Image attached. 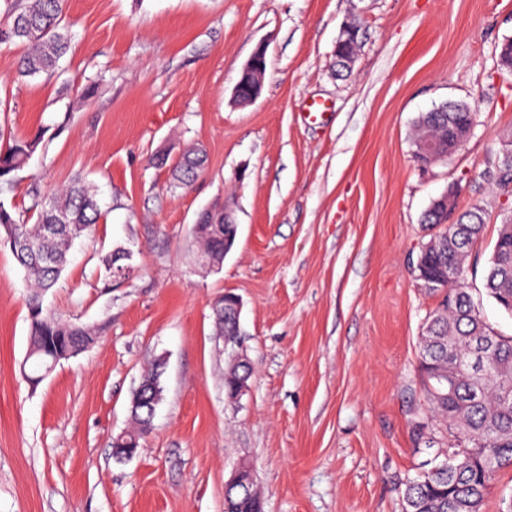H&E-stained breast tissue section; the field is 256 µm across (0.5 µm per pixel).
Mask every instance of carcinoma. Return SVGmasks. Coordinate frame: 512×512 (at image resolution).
Instances as JSON below:
<instances>
[{
  "instance_id": "obj_1",
  "label": "carcinoma",
  "mask_w": 512,
  "mask_h": 512,
  "mask_svg": "<svg viewBox=\"0 0 512 512\" xmlns=\"http://www.w3.org/2000/svg\"><path fill=\"white\" fill-rule=\"evenodd\" d=\"M65 0H15L0 22V44L23 43L29 51L22 57L16 80L23 82L42 73H52L68 53L70 36L63 24ZM441 111L424 112L416 120L415 138L436 143L448 150V128L460 132L475 124L476 114L463 101L439 105ZM40 143V138H13L0 149V185L8 186L23 169ZM199 150L190 149L172 164L173 186L189 187L203 168ZM31 210L36 220L30 224L16 216L13 205L0 200V241L6 245L23 238L36 245L34 251L12 249L24 270L29 286L27 307L31 320L30 349L37 352V367L44 373L56 359L76 354L93 340L92 332L66 323L44 312L43 295L60 278L74 241L88 236L102 217L95 185L77 176L44 199L34 193ZM423 222L442 229L427 244L421 275L430 284L428 291L440 293L438 309L426 323L420 370L428 381V398L436 412L448 421L451 451L447 457L420 475L408 480L403 489L405 512H481L485 498L499 469L512 465V336L494 331L482 318L466 286V260L484 224L479 203L461 212L458 223L448 225L446 207L436 201L423 216ZM193 239L200 245V257L213 260L211 269L224 262V236L232 228L224 225L220 208L206 209L192 227ZM133 252L113 250L106 258L107 274L122 266L131 267ZM459 272V280L448 282V267ZM484 288L504 312L512 316V218L505 220L484 271ZM216 335L224 343L240 342L239 322L230 311L215 318ZM483 338L492 345L491 357L483 369L472 363V340ZM163 364L155 362L142 378L144 394L160 403L163 395ZM133 428L112 442L122 453L139 448V440L152 426L146 409L132 403ZM227 512H263L260 492L247 483L224 492Z\"/></svg>"
}]
</instances>
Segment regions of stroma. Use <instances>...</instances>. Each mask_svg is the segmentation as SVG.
I'll return each instance as SVG.
<instances>
[{
    "label": "stroma",
    "mask_w": 512,
    "mask_h": 512,
    "mask_svg": "<svg viewBox=\"0 0 512 512\" xmlns=\"http://www.w3.org/2000/svg\"><path fill=\"white\" fill-rule=\"evenodd\" d=\"M350 22L360 48L340 77L333 54ZM64 23L58 73L16 81L26 47L0 45V128L42 136L0 199L30 220L31 189L95 184L104 217L43 306L96 339L31 384L24 274L0 246V512H224L245 461L264 512H404V482L448 451L419 369L439 299L412 269L439 233L422 217L444 193L487 211L467 283L512 336L483 285L512 216V191L488 178L512 135V73L497 62L512 0H66ZM261 44L262 91L238 106L233 88ZM448 100L478 121L455 156L421 169L414 122ZM192 145L205 168L173 187L155 158ZM218 201L238 232L209 272L192 226ZM117 247L133 252L121 279L103 266ZM227 292L242 300L253 368L236 400L213 317ZM157 358L153 428L115 462L112 440Z\"/></svg>",
    "instance_id": "35a3bbf8"
}]
</instances>
